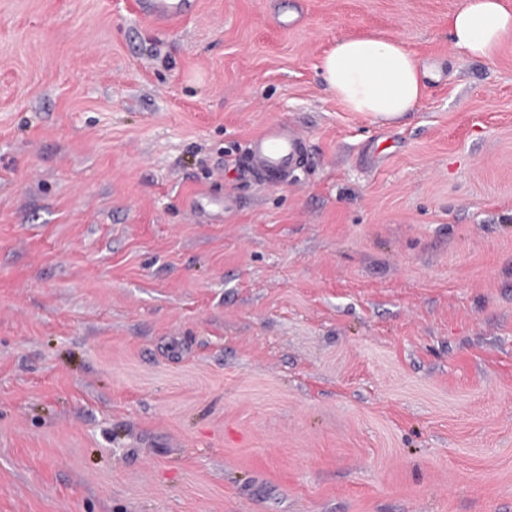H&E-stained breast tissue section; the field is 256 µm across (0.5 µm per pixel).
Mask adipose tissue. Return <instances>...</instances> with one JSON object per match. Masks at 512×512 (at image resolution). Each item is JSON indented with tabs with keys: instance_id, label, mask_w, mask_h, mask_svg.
<instances>
[{
	"instance_id": "1",
	"label": "adipose tissue",
	"mask_w": 512,
	"mask_h": 512,
	"mask_svg": "<svg viewBox=\"0 0 512 512\" xmlns=\"http://www.w3.org/2000/svg\"><path fill=\"white\" fill-rule=\"evenodd\" d=\"M453 48L490 59L512 41V0H464L448 18ZM322 77L352 112L391 121L423 97L428 69L398 41L342 38L320 61Z\"/></svg>"
}]
</instances>
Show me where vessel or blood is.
Here are the masks:
<instances>
[{"mask_svg":"<svg viewBox=\"0 0 512 512\" xmlns=\"http://www.w3.org/2000/svg\"><path fill=\"white\" fill-rule=\"evenodd\" d=\"M194 0H138L140 11L161 24H173L191 11ZM303 143L299 137L285 131L278 123L267 125L262 134L249 145L250 166L263 174L286 177L301 157Z\"/></svg>","mask_w":512,"mask_h":512,"instance_id":"vessel-or-blood-1","label":"vessel or blood"}]
</instances>
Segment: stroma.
<instances>
[{"mask_svg":"<svg viewBox=\"0 0 512 512\" xmlns=\"http://www.w3.org/2000/svg\"><path fill=\"white\" fill-rule=\"evenodd\" d=\"M461 4L0 0V512H512V43ZM365 35L441 65L398 121L321 77ZM140 11L156 23L173 24L185 18L194 0H137ZM451 46L470 55L492 59L499 48L512 41L510 0H464L448 17ZM303 143L299 137L279 123L267 125L262 134L249 145L247 158L249 165L265 174H277L281 178L297 164L301 157Z\"/></svg>","mask_w":512,"mask_h":512,"instance_id":"obj_1","label":"stroma"}]
</instances>
